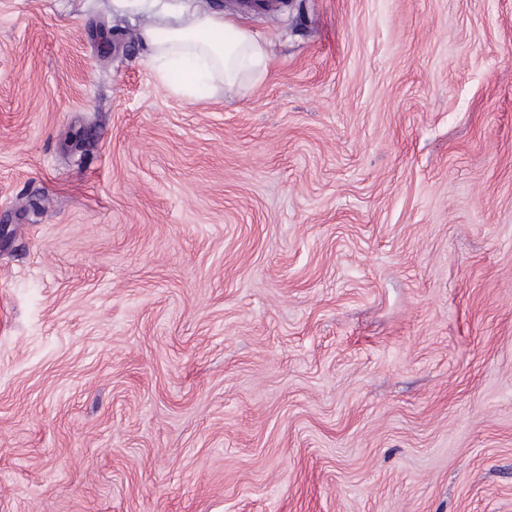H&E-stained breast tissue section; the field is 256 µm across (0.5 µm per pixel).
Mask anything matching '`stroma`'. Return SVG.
Instances as JSON below:
<instances>
[{
	"mask_svg": "<svg viewBox=\"0 0 512 512\" xmlns=\"http://www.w3.org/2000/svg\"><path fill=\"white\" fill-rule=\"evenodd\" d=\"M0 0V512H512V0ZM162 19L174 22L165 27L163 38L154 25L143 27L140 38L157 64L161 82L187 98L214 82L225 87L252 88L269 74L270 56L264 43L245 27L224 15L195 10L178 11L164 4ZM180 73L171 85L168 74Z\"/></svg>",
	"mask_w": 512,
	"mask_h": 512,
	"instance_id": "1",
	"label": "stroma"
}]
</instances>
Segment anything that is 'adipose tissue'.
<instances>
[{"instance_id":"1","label":"adipose tissue","mask_w":512,"mask_h":512,"mask_svg":"<svg viewBox=\"0 0 512 512\" xmlns=\"http://www.w3.org/2000/svg\"><path fill=\"white\" fill-rule=\"evenodd\" d=\"M161 16L168 21L165 30L148 25L140 38L160 78L178 73L172 92L192 98L202 86L214 82L252 88L267 78L269 53L247 28L215 13L180 11L168 2Z\"/></svg>"}]
</instances>
